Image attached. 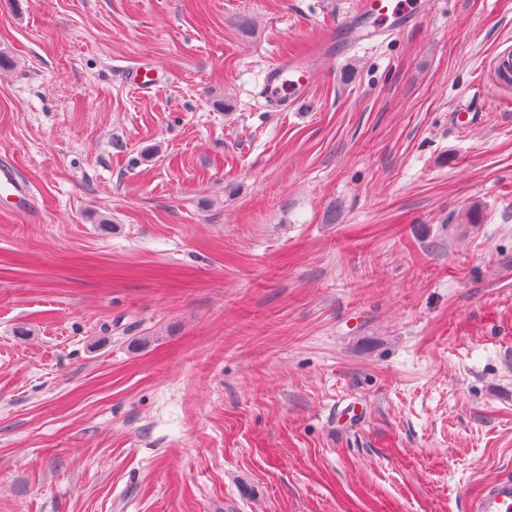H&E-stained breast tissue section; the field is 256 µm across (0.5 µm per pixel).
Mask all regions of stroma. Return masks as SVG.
<instances>
[{
    "label": "stroma",
    "mask_w": 512,
    "mask_h": 512,
    "mask_svg": "<svg viewBox=\"0 0 512 512\" xmlns=\"http://www.w3.org/2000/svg\"><path fill=\"white\" fill-rule=\"evenodd\" d=\"M359 3L0 0L40 208L0 204V512H473L512 472V0L373 40ZM312 74L310 67L288 58L268 71L264 84L265 95L284 108L291 107L305 96Z\"/></svg>",
    "instance_id": "35a3bbf8"
}]
</instances>
